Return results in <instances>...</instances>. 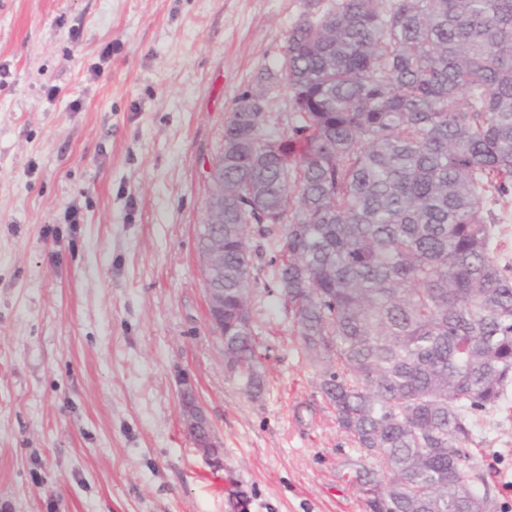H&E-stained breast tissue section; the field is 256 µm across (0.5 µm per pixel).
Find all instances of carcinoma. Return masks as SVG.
<instances>
[{"mask_svg":"<svg viewBox=\"0 0 512 512\" xmlns=\"http://www.w3.org/2000/svg\"><path fill=\"white\" fill-rule=\"evenodd\" d=\"M307 5L284 46L288 126L267 131L255 95L277 75L263 73L213 161L224 346L260 394L241 315L263 260L377 512H492L470 444L512 383V260L493 209L512 194V0Z\"/></svg>","mask_w":512,"mask_h":512,"instance_id":"1","label":"carcinoma"}]
</instances>
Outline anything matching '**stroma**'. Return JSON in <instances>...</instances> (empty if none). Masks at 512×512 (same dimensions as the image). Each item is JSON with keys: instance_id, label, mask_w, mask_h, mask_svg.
Returning <instances> with one entry per match:
<instances>
[{"instance_id": "35a3bbf8", "label": "stroma", "mask_w": 512, "mask_h": 512, "mask_svg": "<svg viewBox=\"0 0 512 512\" xmlns=\"http://www.w3.org/2000/svg\"><path fill=\"white\" fill-rule=\"evenodd\" d=\"M305 10L0 0V512H368L269 269L250 291L255 398L196 248L224 122L281 73ZM187 392L221 466L186 433ZM471 448L512 512V385Z\"/></svg>"}]
</instances>
